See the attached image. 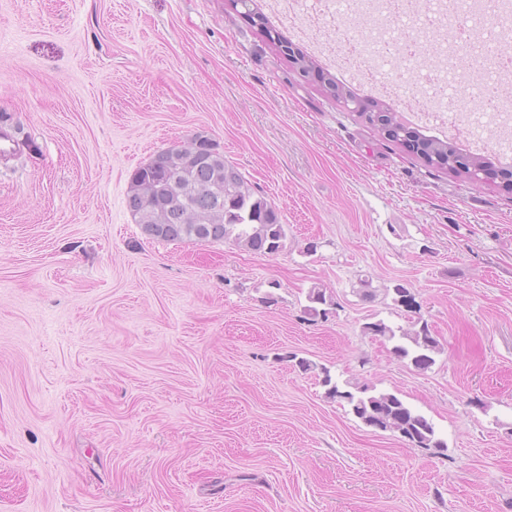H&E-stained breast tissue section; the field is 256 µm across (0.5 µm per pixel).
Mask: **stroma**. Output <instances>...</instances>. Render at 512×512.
<instances>
[{
	"label": "stroma",
	"instance_id": "1",
	"mask_svg": "<svg viewBox=\"0 0 512 512\" xmlns=\"http://www.w3.org/2000/svg\"><path fill=\"white\" fill-rule=\"evenodd\" d=\"M1 128L0 512H512V189L380 136L232 0H0ZM198 135L281 251L136 223L133 171ZM379 320L428 329L434 365ZM327 375L445 449L365 425ZM367 329L385 341L393 343L392 352L399 358L409 359L417 369L425 370L434 365V355L439 352V344L433 336H430L427 329L423 328L419 331L404 330L402 327L394 329L383 321L370 323ZM397 332H399L398 335ZM323 383L330 386V396L345 400L350 412L367 426L397 432L418 448L446 447V443L437 437L433 423L396 394H369V385L352 382L346 383L352 390H340L328 375L324 376Z\"/></svg>",
	"mask_w": 512,
	"mask_h": 512
}]
</instances>
